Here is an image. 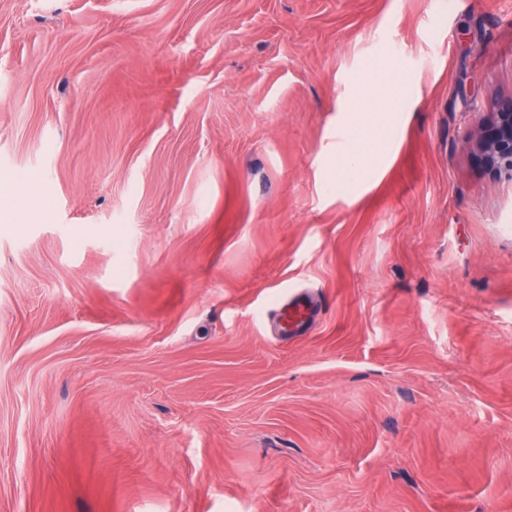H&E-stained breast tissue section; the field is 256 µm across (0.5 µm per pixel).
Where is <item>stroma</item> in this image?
Masks as SVG:
<instances>
[{
    "mask_svg": "<svg viewBox=\"0 0 512 512\" xmlns=\"http://www.w3.org/2000/svg\"><path fill=\"white\" fill-rule=\"evenodd\" d=\"M510 96L512 0H0V512H512ZM469 139L484 154L488 164L512 178V96L500 112H493L487 132L470 135ZM281 335L285 338L297 336L309 323L310 308L299 302L285 303L280 309Z\"/></svg>",
    "mask_w": 512,
    "mask_h": 512,
    "instance_id": "1",
    "label": "stroma"
}]
</instances>
